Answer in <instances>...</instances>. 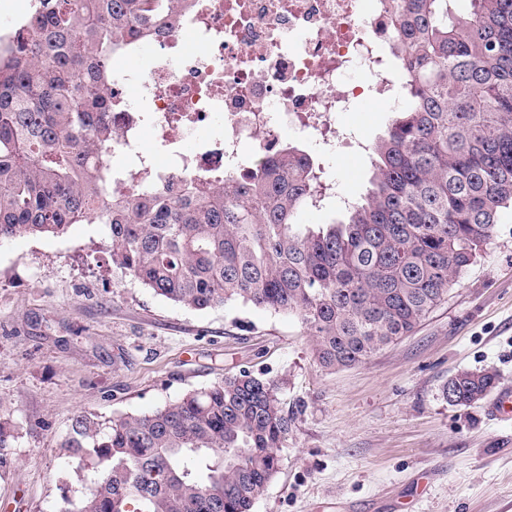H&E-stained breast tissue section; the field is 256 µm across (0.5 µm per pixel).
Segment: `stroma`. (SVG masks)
Here are the masks:
<instances>
[{
    "instance_id": "obj_1",
    "label": "stroma",
    "mask_w": 512,
    "mask_h": 512,
    "mask_svg": "<svg viewBox=\"0 0 512 512\" xmlns=\"http://www.w3.org/2000/svg\"><path fill=\"white\" fill-rule=\"evenodd\" d=\"M390 118L364 104L336 126L371 144ZM351 197L367 153L320 157ZM101 224L0 241V512H57L93 472L62 443L80 412L149 413L242 369L267 372L294 414L281 467L252 512H512V420L449 405L461 370L512 384V209L439 306L365 363L328 371L292 317L240 302L194 310L125 275Z\"/></svg>"
}]
</instances>
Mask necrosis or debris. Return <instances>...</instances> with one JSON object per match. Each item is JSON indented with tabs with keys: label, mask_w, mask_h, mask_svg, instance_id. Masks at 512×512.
<instances>
[{
	"label": "necrosis or debris",
	"mask_w": 512,
	"mask_h": 512,
	"mask_svg": "<svg viewBox=\"0 0 512 512\" xmlns=\"http://www.w3.org/2000/svg\"><path fill=\"white\" fill-rule=\"evenodd\" d=\"M144 71L112 82V156L174 188L272 153L284 133L335 152L336 115L395 109L378 0H188ZM152 126L159 153L142 146ZM192 150H185V143Z\"/></svg>",
	"instance_id": "1"
}]
</instances>
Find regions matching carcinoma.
Segmentation results:
<instances>
[{"label": "carcinoma", "mask_w": 512, "mask_h": 512, "mask_svg": "<svg viewBox=\"0 0 512 512\" xmlns=\"http://www.w3.org/2000/svg\"><path fill=\"white\" fill-rule=\"evenodd\" d=\"M385 63L403 105L368 146L370 187L314 227L324 167L283 145L247 174L131 195L112 183V53L159 43L162 0H38L0 36V240L107 228L112 263L195 310L229 301L297 318L329 371L410 335L490 243L512 206V0H380ZM497 384L462 370L443 394L470 406ZM294 416L277 382L242 369L148 414L72 419L64 447L95 478L58 512H251Z\"/></svg>", "instance_id": "obj_1"}]
</instances>
